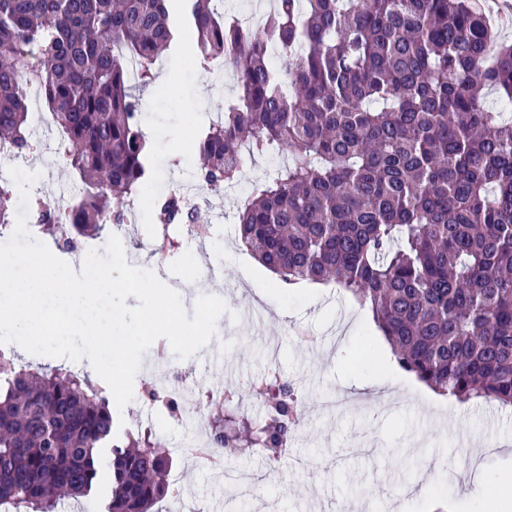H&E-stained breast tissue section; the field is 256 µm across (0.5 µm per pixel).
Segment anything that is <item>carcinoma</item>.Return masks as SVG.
I'll use <instances>...</instances> for the list:
<instances>
[{
    "instance_id": "obj_1",
    "label": "carcinoma",
    "mask_w": 512,
    "mask_h": 512,
    "mask_svg": "<svg viewBox=\"0 0 512 512\" xmlns=\"http://www.w3.org/2000/svg\"><path fill=\"white\" fill-rule=\"evenodd\" d=\"M216 2L0 0V145L34 151L27 87H39L82 188L65 213L35 199L33 226L72 248L124 223L150 171L133 88L188 31L201 68L221 58L235 76L196 144L201 188L237 183L245 153L287 157L248 185L245 248L287 284L351 295L400 368L434 392L512 406V113L485 103L489 89L512 103V44L471 0H273L256 30ZM16 200L15 183L0 181V234ZM151 218L195 224L197 209L171 194ZM252 398L263 414L248 428L224 394L206 455H274L293 438L291 381L275 375ZM171 465L150 432H119L108 391L88 376L0 349V506L56 512L106 471L108 512H152L174 493Z\"/></svg>"
}]
</instances>
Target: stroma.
<instances>
[{
    "label": "stroma",
    "mask_w": 512,
    "mask_h": 512,
    "mask_svg": "<svg viewBox=\"0 0 512 512\" xmlns=\"http://www.w3.org/2000/svg\"><path fill=\"white\" fill-rule=\"evenodd\" d=\"M160 67L175 75L173 87L152 84L142 96L149 113L139 116L150 146L148 194L166 195L180 168L168 156L176 135L197 140L200 129L223 112L234 95L231 72L216 74L197 67L185 51L163 55ZM205 86L209 105L197 107L198 86ZM199 221L218 226L230 251L214 261L210 242L181 241L176 258L150 256L141 241L149 233L140 216H133L123 246L127 258L145 265L165 284L187 285L185 309H193L201 289L192 278L207 279L209 268L220 264L223 274L217 294L228 314L217 322L216 335L194 355L180 359L171 348L150 347L144 354L152 361L173 367L188 385L212 391L235 389L247 393L250 380L276 369L292 380L298 391L301 414L297 433L278 461L253 450L225 451L221 466H207L181 453L190 437L164 412L147 417L140 395L150 374L140 369L135 377V398L119 413L123 426L151 430L172 453L170 479L176 496L166 498L154 512H343L351 501L367 499L397 508L409 503L410 512H430L425 503L409 502L414 484H431L437 495L455 498L457 490L444 475L467 448L451 428L439 421L435 408L418 402L410 390L390 400L355 404L329 415L320 413L317 400L356 391L360 380L377 374L381 358L371 343L366 325L352 322L353 303L335 286L306 288L280 283L242 246L235 243V214L240 198L225 188L206 191ZM477 440L493 439L499 453L484 456L483 465L496 468L512 462V407L475 402L460 409ZM251 473L256 482L251 499L235 498L220 476L222 468Z\"/></svg>",
    "instance_id": "stroma-1"
}]
</instances>
